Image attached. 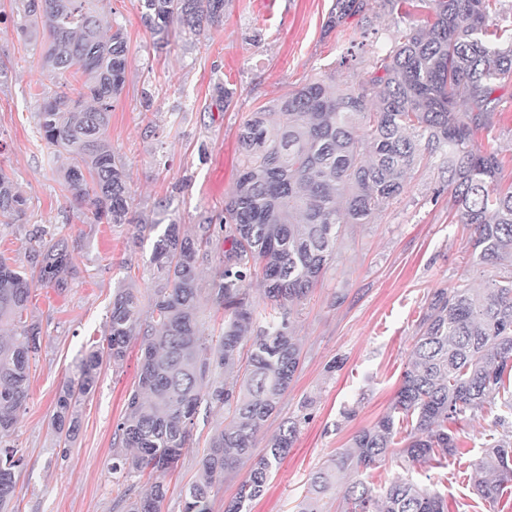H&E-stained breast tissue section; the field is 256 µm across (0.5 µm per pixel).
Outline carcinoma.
<instances>
[{
	"instance_id": "1",
	"label": "carcinoma",
	"mask_w": 512,
	"mask_h": 512,
	"mask_svg": "<svg viewBox=\"0 0 512 512\" xmlns=\"http://www.w3.org/2000/svg\"><path fill=\"white\" fill-rule=\"evenodd\" d=\"M103 0H23L34 31L49 42L42 67L65 88L43 100L37 120L45 145L72 159L61 186L98 223L136 224L156 233L155 286L143 305L134 288H120L103 343L81 359L56 401L58 432L72 433L81 398L101 367L120 366L128 343L141 338L137 385L117 425L112 473L155 475L146 493L123 500L125 512H161L167 471L194 444V417L203 404L224 407V422L208 440L183 512H211L224 472L251 458L253 441L288 391L301 349L292 306L307 298L336 256L348 224H367L401 194L408 172L423 160L447 165L457 223L473 227L469 262L486 279L479 288H439L413 337L402 381L389 411L356 432L347 448L312 476L295 512H323L324 498L348 480L346 512H448L446 500L409 473L375 489L364 471L392 458L426 464L458 453L448 427L485 407L512 415L506 380L512 375V186L500 187L497 154L475 144V132L495 108L498 84L512 78V36L488 38L491 0H385L390 12L429 8L433 22L399 32L394 46L372 59L368 78L340 90L305 84L250 113L239 141L244 163L224 200V254L209 287L198 269L208 260L213 225L193 230L147 220L134 210L124 164L106 138L113 104L126 78L129 47L122 26L104 34ZM225 0H139L141 19L164 32L174 24L198 33L224 24ZM365 0H335L326 28L361 14ZM25 199L0 168V219L19 221ZM31 232L30 271L0 258V437L18 423L28 397L30 360L41 327L28 321L31 289L65 284L76 271L63 241ZM264 285L270 311L250 300ZM209 294L224 309L219 339L199 319ZM247 361H242L243 348ZM298 431L290 420L269 439L226 512H248ZM13 452H0V512L19 496ZM469 481L493 500L512 484V439L483 446Z\"/></svg>"
}]
</instances>
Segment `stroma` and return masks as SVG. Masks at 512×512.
<instances>
[{"label": "stroma", "instance_id": "stroma-1", "mask_svg": "<svg viewBox=\"0 0 512 512\" xmlns=\"http://www.w3.org/2000/svg\"><path fill=\"white\" fill-rule=\"evenodd\" d=\"M333 3L229 0L221 29L195 35L172 27L157 35L141 22L138 0H106L105 20L123 27L129 46L107 138L126 167L137 211L152 213L162 202L167 221L186 227L218 219L242 163L238 132L250 112L309 81L345 89L366 79L370 59L392 46L401 24L382 0H368L364 14L329 31ZM25 24L19 0H0V60L8 66L0 77V168L28 207L23 220L0 223V255L29 266L26 239L44 225L75 245L77 271L64 287L31 291L29 313L41 325V347L30 361L26 409L0 446L16 449L21 459L14 512H125L129 484L113 474L112 451L137 382L140 342L129 343L120 367L103 365L79 407L75 434H58L53 413L79 358L103 337L118 287L149 296L155 238L137 239L131 224L96 223L62 190L59 172L68 159L46 151L36 118L43 97L59 86L41 68L43 39L26 37ZM221 87L231 95L223 110L214 102ZM494 96L498 105L475 142L496 153L506 186L512 184V80ZM450 199L438 161L417 166L402 194L370 223L346 228L335 259L295 307L301 362L253 454L264 455L288 420H298V434L251 512H293L311 475L389 410L428 296L439 288L480 286L481 270L468 262L472 229L455 223ZM497 415L488 410L460 423L459 453L443 465L409 468L390 460L364 478L377 487L407 470L447 500L448 512H512V487L491 503L469 482L482 443L503 432ZM223 420L219 406L200 409L193 447L164 477L162 512H182L206 441Z\"/></svg>", "mask_w": 512, "mask_h": 512}]
</instances>
